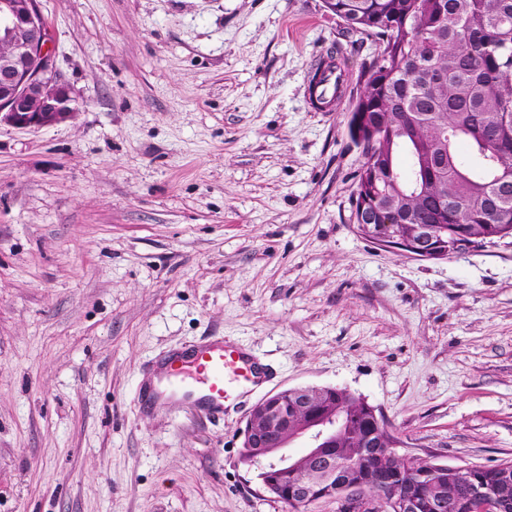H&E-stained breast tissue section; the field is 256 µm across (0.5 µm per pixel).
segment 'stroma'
Returning a JSON list of instances; mask_svg holds the SVG:
<instances>
[{
  "label": "stroma",
  "instance_id": "stroma-1",
  "mask_svg": "<svg viewBox=\"0 0 512 512\" xmlns=\"http://www.w3.org/2000/svg\"><path fill=\"white\" fill-rule=\"evenodd\" d=\"M69 120L0 125V512H289L239 460L250 408L336 386L401 454L512 460V238L424 259L351 219L375 50L324 0H39ZM348 72L316 112L317 60ZM219 336L275 379L220 422L145 414Z\"/></svg>",
  "mask_w": 512,
  "mask_h": 512
}]
</instances>
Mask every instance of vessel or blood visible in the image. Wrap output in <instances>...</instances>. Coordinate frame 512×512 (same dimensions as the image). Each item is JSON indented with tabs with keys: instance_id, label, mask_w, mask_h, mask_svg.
<instances>
[{
	"instance_id": "vessel-or-blood-1",
	"label": "vessel or blood",
	"mask_w": 512,
	"mask_h": 512,
	"mask_svg": "<svg viewBox=\"0 0 512 512\" xmlns=\"http://www.w3.org/2000/svg\"><path fill=\"white\" fill-rule=\"evenodd\" d=\"M345 85V71L340 67L325 69L322 80L311 89L317 101L335 99ZM168 379L167 385L141 388V406L155 411L190 405L195 411L212 418L224 414V402L230 385L243 392L260 387L266 374L257 358L243 344L214 339L183 349H172L157 361Z\"/></svg>"
}]
</instances>
